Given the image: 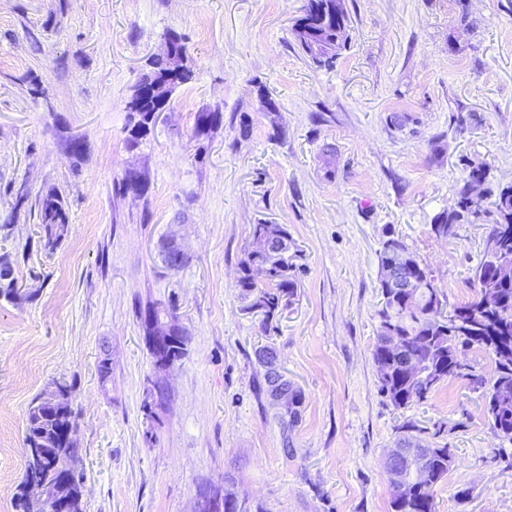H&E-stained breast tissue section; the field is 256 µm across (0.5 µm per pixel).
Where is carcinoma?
I'll list each match as a JSON object with an SVG mask.
<instances>
[{"mask_svg":"<svg viewBox=\"0 0 512 512\" xmlns=\"http://www.w3.org/2000/svg\"><path fill=\"white\" fill-rule=\"evenodd\" d=\"M315 5L322 23L314 41L334 47L332 55L314 51L311 42L300 37L304 55L318 66L332 65L347 46L350 18L345 7L336 0H307ZM465 176L456 190L454 204L433 218L431 230L443 239L458 237L464 224L485 226L484 260L475 268L473 278L478 291L472 299L453 307L452 313L467 323L464 328L453 321L439 320L435 308L447 302L444 291L435 283L431 272L417 258H411L410 274L423 282V287L400 293L379 286L383 306L379 312L378 344L373 352L379 365V392L397 410L422 403L444 382L470 379L483 388L482 408L491 430L501 439L512 442V184L488 187L490 169L464 164ZM38 220L44 249L52 251L67 236L68 215L64 207L48 208L46 200L38 202ZM280 241L273 237L267 224H255L247 259L242 261L236 286L253 298L251 308L261 312L262 328H268L274 317L294 295L295 284L288 276L289 265L276 259ZM399 338L401 351L384 344V332ZM478 346L492 356L494 376L485 381L474 377L460 357V347ZM426 363L428 373L417 375L410 363ZM270 392L278 398L288 395V415L297 418L299 394L288 382L272 373L267 376ZM55 408L40 397L35 398L26 417L25 443L48 432ZM72 468L71 480L82 486L80 445L73 436L57 445ZM453 452L448 444L436 445L431 455L411 471L409 488L391 489L392 512H436L435 490L448 476Z\"/></svg>","mask_w":512,"mask_h":512,"instance_id":"obj_1","label":"carcinoma"}]
</instances>
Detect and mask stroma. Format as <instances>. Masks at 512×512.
Here are the masks:
<instances>
[{
	"instance_id": "stroma-1",
	"label": "stroma",
	"mask_w": 512,
	"mask_h": 512,
	"mask_svg": "<svg viewBox=\"0 0 512 512\" xmlns=\"http://www.w3.org/2000/svg\"><path fill=\"white\" fill-rule=\"evenodd\" d=\"M302 4L0 0V256L16 290L0 294V512H16L28 407L63 379L84 512H196L213 485L249 512H391L384 459L406 421L428 443L443 426L454 453L436 512H512V444L481 389L453 380L397 410L373 361L387 235L449 305L474 294L483 225L444 240L431 224L463 161L512 182V0H344L350 40L330 68L298 47ZM170 33L193 78L128 146L127 103ZM215 109L222 123L197 135ZM130 168L143 190L123 188ZM50 193L70 226L48 252ZM257 224L286 225L296 283L267 333L236 286ZM151 306L189 338L153 420ZM272 368L301 397L297 420L268 390Z\"/></svg>"
}]
</instances>
